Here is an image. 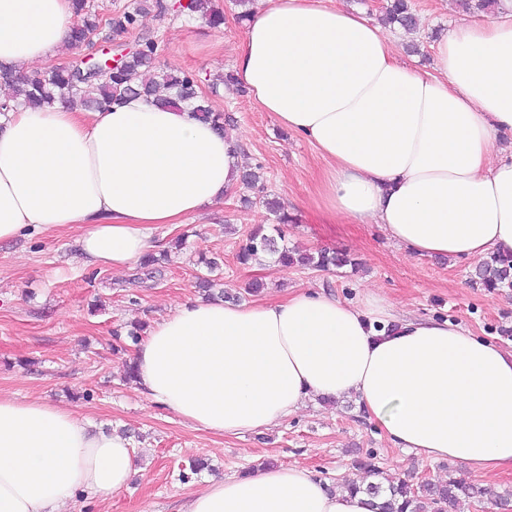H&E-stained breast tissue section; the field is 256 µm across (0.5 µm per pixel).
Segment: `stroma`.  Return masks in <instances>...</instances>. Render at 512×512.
Returning a JSON list of instances; mask_svg holds the SVG:
<instances>
[{
	"mask_svg": "<svg viewBox=\"0 0 512 512\" xmlns=\"http://www.w3.org/2000/svg\"><path fill=\"white\" fill-rule=\"evenodd\" d=\"M223 8V28L156 9L140 17L125 42L158 41L163 60L194 72L203 92L213 93L217 111L229 115L231 129L244 138V161L262 164L264 190L281 201L291 218L283 228L288 246L349 252L358 268L317 271L275 267L259 259L238 264L236 255L250 229L275 223L261 205L241 203L239 193L207 208L187 224L158 226L164 242L183 238L155 277L131 281L129 273L87 269L75 240L78 229L40 232L0 244V393L21 400L45 399L96 424L129 437L140 470L128 488L104 500L76 498L66 512H179L184 499L204 479L260 470L263 462L297 464L332 484L356 473L357 460L374 454L377 466L393 477L437 480L461 477L512 492V473H475L450 460L431 462L392 447L357 406L339 400L307 402L276 427L242 437H222L153 406L124 379L132 351L130 325L150 323L176 302L197 296L202 257L217 258L215 275L225 293L249 303L248 282L265 283L266 298H283L299 288L324 291L353 304L376 292L396 311L417 319H451L492 343L512 349V287L490 292L474 280L476 264L435 256H409L376 225L318 222L317 186L326 167L315 147L272 121L237 85L222 84L232 73L246 23L233 0ZM418 32L393 39L391 48L420 69L434 67L433 44L464 11L458 0H411ZM416 43L418 53L406 46ZM207 459L199 474L192 459Z\"/></svg>",
	"mask_w": 512,
	"mask_h": 512,
	"instance_id": "stroma-1",
	"label": "stroma"
}]
</instances>
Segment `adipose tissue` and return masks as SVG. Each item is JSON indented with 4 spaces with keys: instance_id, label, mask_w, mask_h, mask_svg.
Wrapping results in <instances>:
<instances>
[{
    "instance_id": "1",
    "label": "adipose tissue",
    "mask_w": 512,
    "mask_h": 512,
    "mask_svg": "<svg viewBox=\"0 0 512 512\" xmlns=\"http://www.w3.org/2000/svg\"><path fill=\"white\" fill-rule=\"evenodd\" d=\"M461 20L434 71L401 62L363 12L264 0L234 75L327 166L316 207L376 224L412 256L512 254V0ZM72 0H0V65L27 71L68 41ZM244 142L189 112L133 97L100 112L25 109L0 122V242L78 227L85 266L121 271L240 185ZM150 402L217 435L280 424L308 401L356 397L385 438L475 472L512 470V350L447 320L397 317L299 289L281 300L189 299L130 358ZM123 434L46 400L0 395V512H63L125 489ZM182 512H373L361 492L278 465L207 481Z\"/></svg>"
}]
</instances>
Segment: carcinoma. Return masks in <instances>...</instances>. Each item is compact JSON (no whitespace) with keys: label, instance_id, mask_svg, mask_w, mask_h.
Wrapping results in <instances>:
<instances>
[{"label":"carcinoma","instance_id":"carcinoma-1","mask_svg":"<svg viewBox=\"0 0 512 512\" xmlns=\"http://www.w3.org/2000/svg\"><path fill=\"white\" fill-rule=\"evenodd\" d=\"M150 1L158 13L168 10L163 0H135L132 5L101 20L90 9L88 0H72L74 13L81 17V22L71 27L69 40L76 46L91 44L92 36L102 23L108 25L115 36L125 34L135 27L138 17L147 11ZM180 12L188 18H204L215 26L224 23V12L215 8L212 0H189ZM381 21L396 23L407 31L417 28V19L408 0H390ZM113 51L122 55V62L112 69L104 68L105 57L99 55L91 60L77 56L65 64L20 76L8 70L1 71L0 82L19 87L20 96L1 100L0 115L6 117L8 113L20 109H37L74 100L81 101L89 109L100 111L132 96L162 107H186L195 118L209 121L218 129L225 130L224 113L215 111L208 99L201 95L197 76L161 62L157 41L142 40L132 48L117 42ZM267 252L279 254V261L284 265H300L318 271H330L354 263L348 255L327 249L315 253L296 248L280 249L275 237L265 233L261 227L249 234L238 260L247 265L253 258ZM477 275L480 283L489 291L505 284L511 285L512 257H490L479 265ZM358 465L383 477V481L366 488V493L376 499L374 512H455L462 499L470 502L486 499L503 510L512 507L511 492L496 495L480 484L451 476L416 484L405 479L395 480L383 476V471L375 465L371 454L359 461Z\"/></svg>","mask_w":512,"mask_h":512}]
</instances>
